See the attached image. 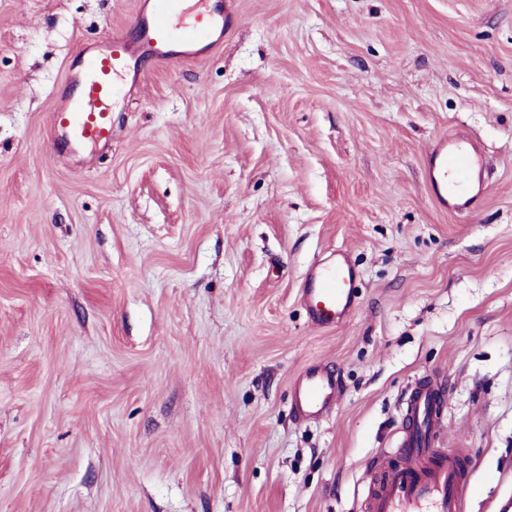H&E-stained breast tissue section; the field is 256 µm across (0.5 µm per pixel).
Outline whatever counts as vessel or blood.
<instances>
[{
	"label": "vessel or blood",
	"mask_w": 512,
	"mask_h": 512,
	"mask_svg": "<svg viewBox=\"0 0 512 512\" xmlns=\"http://www.w3.org/2000/svg\"><path fill=\"white\" fill-rule=\"evenodd\" d=\"M200 2L201 9L190 18L184 0H152L132 32L115 33L90 51L74 81L75 93L51 115L61 147L107 145L118 83L143 81L148 67L187 62L220 40L233 21L227 0ZM425 182L442 209L457 214L474 210L487 193L478 142L464 134L439 139L426 154ZM357 279L341 250L308 270L301 298L315 326H334L353 312ZM340 389L333 366L308 367L293 384L295 413L306 421L323 417L335 406ZM443 401V391L431 383L413 388L397 457L383 462L364 512H465L472 461L464 449L435 445L445 428Z\"/></svg>",
	"instance_id": "b4317fda"
}]
</instances>
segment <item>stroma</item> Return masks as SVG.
I'll list each match as a JSON object with an SVG mask.
<instances>
[{
  "label": "stroma",
  "mask_w": 512,
  "mask_h": 512,
  "mask_svg": "<svg viewBox=\"0 0 512 512\" xmlns=\"http://www.w3.org/2000/svg\"><path fill=\"white\" fill-rule=\"evenodd\" d=\"M221 47L121 89L59 153L85 47L139 0H0V512H361L416 382L444 386L466 512L512 495V0H232ZM481 143V207L424 180ZM345 250L358 305L314 327ZM335 410L292 411L309 364ZM425 182L439 207L469 213L487 193L483 151L471 136L439 139L426 154ZM357 279L356 268L342 250L308 270L301 299L315 326H334L354 311ZM341 382L336 369L329 364L308 367L293 384V408L306 421L323 417L339 397Z\"/></svg>",
  "instance_id": "stroma-1"
}]
</instances>
